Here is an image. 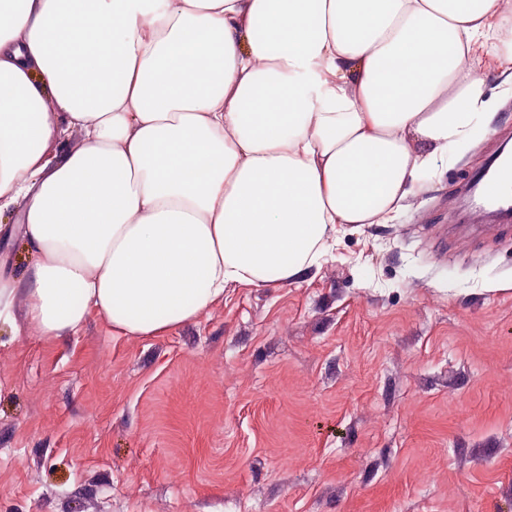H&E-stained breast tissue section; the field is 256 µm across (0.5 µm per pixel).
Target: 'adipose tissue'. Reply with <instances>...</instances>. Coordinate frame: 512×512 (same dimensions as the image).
<instances>
[{
  "mask_svg": "<svg viewBox=\"0 0 512 512\" xmlns=\"http://www.w3.org/2000/svg\"><path fill=\"white\" fill-rule=\"evenodd\" d=\"M507 30L512 0H0V211L31 255L0 321L162 336L305 282L491 130Z\"/></svg>",
  "mask_w": 512,
  "mask_h": 512,
  "instance_id": "1",
  "label": "adipose tissue"
}]
</instances>
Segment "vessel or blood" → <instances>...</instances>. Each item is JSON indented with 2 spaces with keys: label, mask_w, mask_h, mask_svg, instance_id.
Here are the masks:
<instances>
[{
  "label": "vessel or blood",
  "mask_w": 512,
  "mask_h": 512,
  "mask_svg": "<svg viewBox=\"0 0 512 512\" xmlns=\"http://www.w3.org/2000/svg\"><path fill=\"white\" fill-rule=\"evenodd\" d=\"M465 191L471 201L466 217L477 216L487 222L512 218V158L490 163L470 177Z\"/></svg>",
  "instance_id": "b4317fda"
}]
</instances>
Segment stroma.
<instances>
[{
	"instance_id": "1",
	"label": "stroma",
	"mask_w": 512,
	"mask_h": 512,
	"mask_svg": "<svg viewBox=\"0 0 512 512\" xmlns=\"http://www.w3.org/2000/svg\"><path fill=\"white\" fill-rule=\"evenodd\" d=\"M449 152L302 285L160 337L0 322V512H512V223H460Z\"/></svg>"
}]
</instances>
